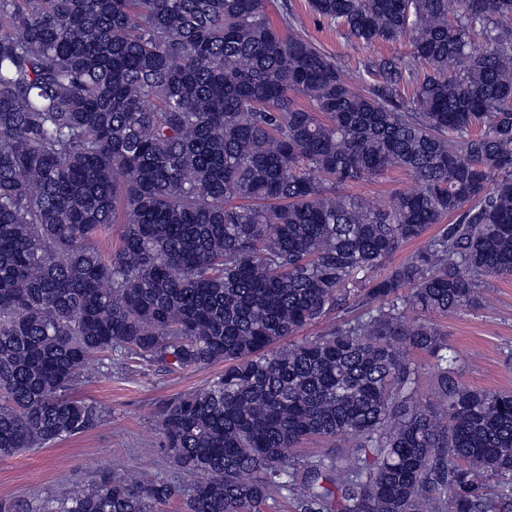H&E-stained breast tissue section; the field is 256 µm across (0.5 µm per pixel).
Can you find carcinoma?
<instances>
[{
    "mask_svg": "<svg viewBox=\"0 0 512 512\" xmlns=\"http://www.w3.org/2000/svg\"><path fill=\"white\" fill-rule=\"evenodd\" d=\"M309 5L412 61L367 88L266 0H0V457L92 425L98 356L224 363L160 413L190 489L106 473L42 512H512V391L463 384L437 322L512 278V0ZM389 169L415 187L342 192Z\"/></svg>",
    "mask_w": 512,
    "mask_h": 512,
    "instance_id": "obj_1",
    "label": "carcinoma"
}]
</instances>
